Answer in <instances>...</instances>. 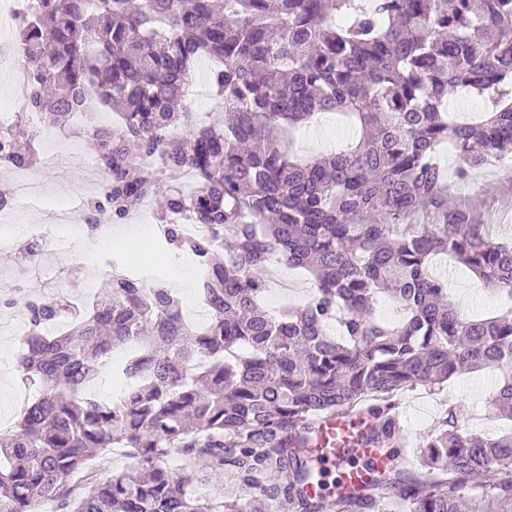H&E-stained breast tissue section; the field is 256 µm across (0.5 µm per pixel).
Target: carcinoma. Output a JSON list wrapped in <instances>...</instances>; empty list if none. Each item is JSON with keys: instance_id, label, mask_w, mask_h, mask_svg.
Masks as SVG:
<instances>
[{"instance_id": "obj_1", "label": "carcinoma", "mask_w": 512, "mask_h": 512, "mask_svg": "<svg viewBox=\"0 0 512 512\" xmlns=\"http://www.w3.org/2000/svg\"><path fill=\"white\" fill-rule=\"evenodd\" d=\"M25 99L42 126L27 147L0 134V168L40 164L45 126L68 123L92 95L121 125L83 130L108 180L86 203L130 216L161 198L160 245L197 269L208 313L200 329L174 289L130 273L79 308L63 294L24 303L20 383L33 391L0 435V512H362L403 499L409 512H512V433H468L454 413L423 445L427 475L374 480L331 502L309 495L315 423L369 406L363 437L402 447L394 397L461 371L500 370L496 411L512 419V309L464 315L430 267L444 254L512 298V240L456 201L438 159L446 144L460 181L488 157H512V0H39L20 18ZM227 121L193 122L186 97L202 59ZM492 108L448 118V90ZM338 112L356 141L297 158L290 132ZM190 173L196 186L168 185ZM204 224L187 234L179 217ZM31 239L25 263L44 253ZM315 280L296 308L267 309L272 257ZM381 294L402 311L375 316ZM118 347L131 348L122 396L87 393ZM127 448L136 473L102 481L87 461ZM172 453L185 458L173 472ZM230 465L250 489L216 500Z\"/></svg>"}]
</instances>
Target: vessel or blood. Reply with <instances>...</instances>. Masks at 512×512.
Returning <instances> with one entry per match:
<instances>
[{
	"label": "vessel or blood",
	"instance_id": "obj_1",
	"mask_svg": "<svg viewBox=\"0 0 512 512\" xmlns=\"http://www.w3.org/2000/svg\"><path fill=\"white\" fill-rule=\"evenodd\" d=\"M370 420L362 410L322 416L317 424L319 441L310 453L319 463L340 466L336 492L343 495L360 490L366 481L382 475L391 462L379 449L363 446L362 436Z\"/></svg>",
	"mask_w": 512,
	"mask_h": 512
}]
</instances>
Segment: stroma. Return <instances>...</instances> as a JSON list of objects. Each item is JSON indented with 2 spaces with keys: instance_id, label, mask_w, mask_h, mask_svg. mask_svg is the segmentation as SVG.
I'll list each match as a JSON object with an SVG mask.
<instances>
[{
  "instance_id": "1",
  "label": "stroma",
  "mask_w": 512,
  "mask_h": 512,
  "mask_svg": "<svg viewBox=\"0 0 512 512\" xmlns=\"http://www.w3.org/2000/svg\"><path fill=\"white\" fill-rule=\"evenodd\" d=\"M20 58L12 28L0 32V102H20L15 67ZM41 150L69 154V162L53 169L30 171V190L27 197L17 196L15 188H8L12 198L10 207L0 210V239L8 240V248H0V279L18 287V296L56 294L59 292L81 299L98 291V280L103 270L93 264L98 249L97 239L88 237L84 219L73 224L59 223L50 203L59 187L67 186L81 199L98 196L97 183L87 165L95 156L85 138L68 128H47ZM352 131L341 116L326 113L314 118L312 124L296 131L297 146L311 154L346 146ZM511 159L488 165L472 175L469 183L458 186V202L484 216L490 231L498 237L512 235V179L505 170ZM157 221L156 204H147L135 216L110 224L109 239L115 240L114 258L124 263L133 273L151 275L163 271L169 283L180 279H195L196 271L187 265L165 267L161 250L155 239L149 238L147 227ZM38 226L47 238L63 240L60 248L47 247L38 265L27 266L15 258L18 245L28 240L31 226ZM146 240L150 260H142L135 247L137 240ZM438 266L448 277L449 292L464 314L491 312L501 303L497 291L473 278L461 266L448 265L439 259ZM267 278L269 290L265 303L270 308H281L304 303L312 290L313 280L305 273L275 264ZM25 317L19 308H0V429H12L21 406L29 397L21 386L17 371V356L22 346ZM497 386L495 374L482 372L461 374L448 382L427 388L419 386L402 390L395 398L396 421L408 437V445L400 450L395 468L410 477L421 476L420 446L424 437L448 410H455L460 424L471 432L495 438L512 431V422L498 418L491 402Z\"/></svg>"
}]
</instances>
